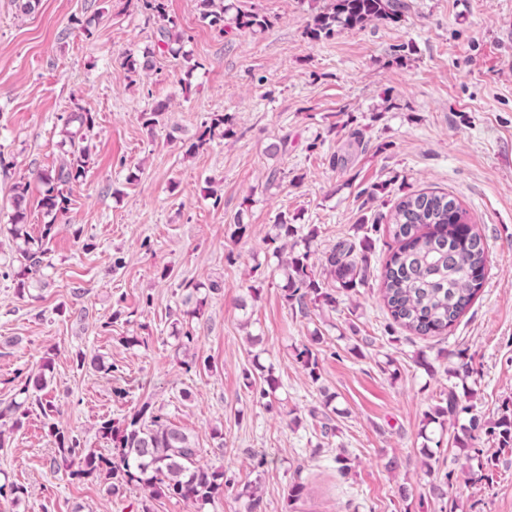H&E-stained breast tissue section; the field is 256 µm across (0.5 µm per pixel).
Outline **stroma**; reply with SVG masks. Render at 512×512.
Instances as JSON below:
<instances>
[{"instance_id": "stroma-1", "label": "stroma", "mask_w": 512, "mask_h": 512, "mask_svg": "<svg viewBox=\"0 0 512 512\" xmlns=\"http://www.w3.org/2000/svg\"><path fill=\"white\" fill-rule=\"evenodd\" d=\"M230 2L268 28L221 30L198 0H167L185 51L174 60L136 0H39L29 13L0 0V225L25 183L39 233V175L64 154L63 121L78 103L96 115L93 163L57 220L45 287L16 295L15 244L0 235V402L48 354L57 421L85 447H103L101 418L151 402L200 447L223 444L235 486L210 512H244L237 494L251 485L259 512H512V456L484 473L456 443L470 416L490 422L512 407V0H403L398 20L317 41L306 30L331 0ZM146 53L152 71L128 73L125 57ZM161 102L160 123L144 126ZM214 112L231 135L188 153ZM380 184L389 193L373 195ZM403 192L455 197L483 239L481 288L451 327L420 336L393 325L379 272L396 244L384 231L352 300L305 315L284 307L268 259L280 217L316 229L317 264L358 225L385 223ZM238 223L247 232L234 240ZM212 280L223 288L194 343L175 349L184 284ZM307 343L316 384L294 360ZM79 352L104 369L76 368ZM257 360L280 379L271 409L256 397L260 377L243 378ZM463 363L468 377L452 376ZM452 385L467 387L473 410L443 434L429 474L419 432ZM327 391L329 438L311 415ZM0 470L29 491L16 505L0 499V512H193L164 492L111 497L70 479L36 412L0 448ZM445 479L441 498L432 485ZM295 481L305 490L290 505Z\"/></svg>"}]
</instances>
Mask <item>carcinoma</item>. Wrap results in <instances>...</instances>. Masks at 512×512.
I'll return each mask as SVG.
<instances>
[{
	"instance_id": "carcinoma-1",
	"label": "carcinoma",
	"mask_w": 512,
	"mask_h": 512,
	"mask_svg": "<svg viewBox=\"0 0 512 512\" xmlns=\"http://www.w3.org/2000/svg\"><path fill=\"white\" fill-rule=\"evenodd\" d=\"M137 2L146 18L158 25L163 51L179 56L182 36L172 32L175 23L168 15L166 0ZM200 8L202 20L212 27L224 28V0H200ZM399 8V0H332L329 9L314 17L309 35L318 40L331 36L338 28H362L374 20L395 19ZM234 23L239 30L255 31L267 28L269 21L240 11ZM124 66L138 74L152 70L154 63L130 54L125 57ZM64 126L69 149L54 172L40 175L45 186L41 205L50 221L42 225L40 235L33 236L19 210L7 227V233L17 241L11 267L21 298L30 294L33 284L46 285L43 278L45 270L52 267L49 243L54 237L56 220L69 211L71 188L86 177L92 164L95 113L78 105L67 114ZM228 133L229 120L216 112L204 123L189 152L204 151ZM360 229L362 234L341 238L324 252L323 275L333 283V287L327 288L311 262L315 230L303 235L300 227L280 219L269 241L273 244L272 257L277 260L276 271L284 280V305L304 314L311 306L334 309L340 298L351 299L364 284L373 249L371 233L378 231V226L362 225ZM385 230L397 243L380 271L382 298L390 316L396 324L418 335L442 333L466 311L482 284L485 248L469 213L458 200L446 194L408 193L389 213ZM203 304L204 299H199L198 307L186 312L183 322L172 331L178 345L185 347L194 342L193 319L200 315ZM295 360L308 370L312 380L319 379V359L309 346L295 349ZM51 363V358H44L39 372L26 376L15 397L0 407V448L7 445L10 434L22 427L23 420L37 411L45 420L58 454L77 462V468L69 473L70 479L97 478L105 483L111 496L133 486L159 487L189 503L195 512H205L207 506L224 495V488L234 487V481L224 471L223 442L211 449L215 461L200 463L204 449L148 402L142 403L121 424L111 419L100 421L98 435L111 444L106 452L83 447L77 436L54 422L59 406L47 391ZM264 382L266 386L260 389L259 398L271 407L269 397L279 387L273 369H267ZM472 409L467 394L448 388L444 404L426 415L420 436L432 442L433 435L446 431L448 423L469 414V426L464 428L466 438L460 440L459 447L470 449L471 442L484 433L498 440V451L512 450V412L507 410L496 421L486 423L471 414ZM27 493L26 487L15 482L0 483V497L9 496L14 504Z\"/></svg>"
}]
</instances>
